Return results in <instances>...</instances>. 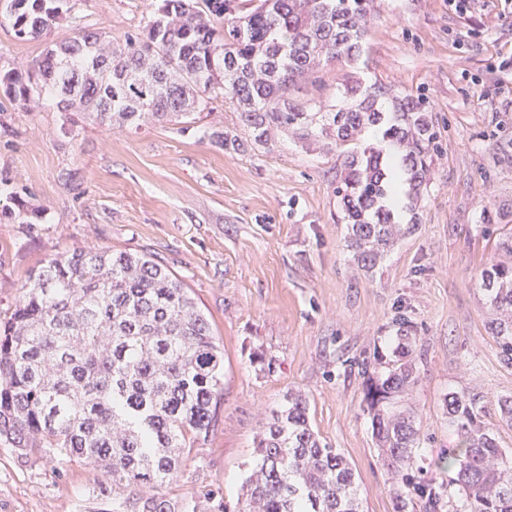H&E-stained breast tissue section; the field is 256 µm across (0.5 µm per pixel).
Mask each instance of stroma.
<instances>
[{"label":"stroma","mask_w":512,"mask_h":512,"mask_svg":"<svg viewBox=\"0 0 512 512\" xmlns=\"http://www.w3.org/2000/svg\"><path fill=\"white\" fill-rule=\"evenodd\" d=\"M502 0L472 13L447 0H378L367 50L354 65L322 71L335 99L344 76L425 95L439 133L432 180L405 203L406 227L376 265L358 266L337 222L340 172L323 143L302 148L288 133L270 148L228 152L210 134L234 127L218 102L200 122L109 129L45 103L31 109L0 93V206L26 205L28 224L0 222V320L50 257L87 246L147 253L181 280L224 345V396L215 427L190 450L171 497L221 488L235 500L254 462L261 421L302 391L320 440L351 464L363 512H395L394 486L364 410L363 361L391 353L396 321L417 338L419 382L408 398L420 427L414 481L438 507L412 496L405 512H454L459 499L442 458L457 446L445 398H483V421L501 447L512 427V367L490 330L481 274L512 260V21ZM154 0H76L50 38H17L0 24V66H27L80 29L124 41ZM490 87L489 98L479 95ZM93 469L24 459L0 440V512H95Z\"/></svg>","instance_id":"35a3bbf8"}]
</instances>
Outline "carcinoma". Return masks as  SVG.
I'll return each instance as SVG.
<instances>
[{
  "label": "carcinoma",
  "instance_id": "carcinoma-1",
  "mask_svg": "<svg viewBox=\"0 0 512 512\" xmlns=\"http://www.w3.org/2000/svg\"><path fill=\"white\" fill-rule=\"evenodd\" d=\"M376 0H160L124 42L82 29L26 68L0 69V90L23 104L50 98L62 112H84L107 127L194 123L216 99L238 124L209 137L226 151L268 148L288 131L301 143L331 140L341 160L335 194L350 226L349 247L373 265L401 233L386 205L397 185L416 197L430 182L438 132L421 95L379 80L347 79L342 105L299 101L301 82L320 86L322 67L357 62ZM71 12L70 0H8L0 18L18 38H41ZM106 62L133 83H91ZM145 86L147 107L132 105ZM375 128L381 138L364 140ZM494 341L512 366V263L482 272ZM398 358L375 355L364 402L397 485L395 512L410 495L439 500L411 471L420 428L403 405L418 383L409 321L397 320ZM224 391V348L184 284L145 253L87 246L46 261L0 320V439L36 459L64 456L101 473L97 512H361L346 458L322 443L306 397L288 392L262 426L255 462L230 501L209 491L176 510L167 486L191 444L214 427ZM448 425L459 450L448 456L459 512H512V451L482 421V397L450 391Z\"/></svg>",
  "mask_w": 512,
  "mask_h": 512
}]
</instances>
